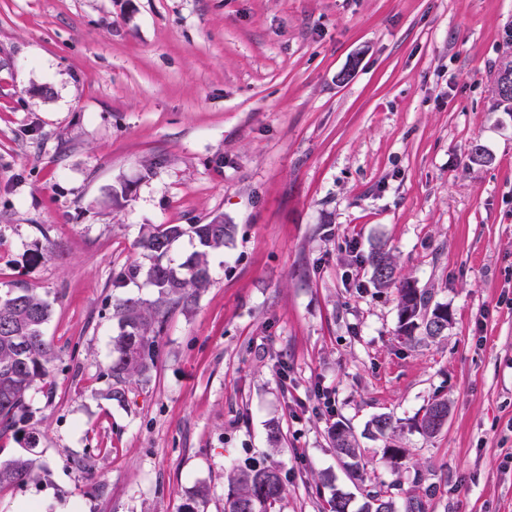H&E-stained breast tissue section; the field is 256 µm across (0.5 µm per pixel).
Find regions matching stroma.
<instances>
[{"mask_svg":"<svg viewBox=\"0 0 512 512\" xmlns=\"http://www.w3.org/2000/svg\"><path fill=\"white\" fill-rule=\"evenodd\" d=\"M509 63L512 0H0V292L50 301L58 353L0 436L1 460L45 468L0 512H179L199 486L223 512L248 460L287 473L274 512H326L336 488L358 512L338 420L368 476L436 485L426 512H512ZM217 214L236 233L210 284L170 314L150 381L107 399L112 304L155 297L118 278L149 262L144 225ZM379 243L447 305V336L398 337ZM382 413L396 470L364 436ZM372 268V281L375 288H391L397 285L396 265L390 250L378 246L369 256ZM445 411L447 417L444 424L437 423L439 410ZM448 422V399L443 397H435L431 403L425 408L421 417H417L414 422L416 431L425 438H432L439 434ZM397 427V420L391 414L383 413L374 416L365 428V434L369 437L385 440V446L381 448L382 459L393 468L401 465L407 451L406 448H397L387 441L394 435Z\"/></svg>","mask_w":512,"mask_h":512,"instance_id":"obj_1","label":"stroma"}]
</instances>
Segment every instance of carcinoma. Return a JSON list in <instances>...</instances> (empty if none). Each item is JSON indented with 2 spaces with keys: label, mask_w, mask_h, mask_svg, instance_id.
<instances>
[{
  "label": "carcinoma",
  "mask_w": 512,
  "mask_h": 512,
  "mask_svg": "<svg viewBox=\"0 0 512 512\" xmlns=\"http://www.w3.org/2000/svg\"><path fill=\"white\" fill-rule=\"evenodd\" d=\"M235 225L224 223V216L215 215L205 224H163L148 226L138 240V247L150 259L146 268L131 264L119 273L122 279L145 276L157 291L153 302L135 298L119 299L113 304L119 319L120 333L114 339L113 356L107 368L111 383L106 396L123 401L124 387L147 380L157 367L158 339L171 310L192 308L200 289L210 282L208 256L232 241ZM184 235L196 239L199 249L175 269L167 262L172 244ZM372 281L376 288L398 285L397 333L407 342L423 336L436 339L428 331L426 321L439 313L448 314L442 304L429 305L424 292L409 281H397L396 265L389 250L378 246L369 256ZM52 313L50 303L32 289L0 294V434L11 431L28 420L26 399L37 384H51V369L56 352L43 328ZM448 411V400L434 398L414 428L425 438H432L444 429L437 422L439 411ZM397 430V420L390 414L374 416L365 432L371 438L385 441L382 459L391 467L401 465L406 449L389 442ZM330 442L349 477L365 483V449L361 448L351 428L342 421L328 431ZM37 459L19 458L0 463V489L23 486L35 477ZM287 475L275 466L260 463L238 465L231 471L229 492L224 512H273L287 491ZM429 485L424 494H408L398 503L391 488L376 482L364 487L360 512H425L424 495L432 492ZM209 491L198 487L181 512H205ZM329 512H349V494L334 490L327 501Z\"/></svg>",
  "instance_id": "carcinoma-1"
}]
</instances>
